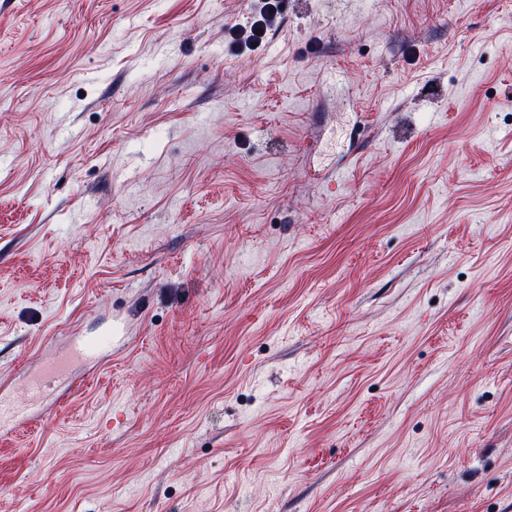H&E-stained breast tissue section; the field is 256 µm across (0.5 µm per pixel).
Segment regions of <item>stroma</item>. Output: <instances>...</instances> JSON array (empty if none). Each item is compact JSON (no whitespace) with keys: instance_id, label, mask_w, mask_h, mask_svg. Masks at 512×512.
<instances>
[{"instance_id":"stroma-1","label":"stroma","mask_w":512,"mask_h":512,"mask_svg":"<svg viewBox=\"0 0 512 512\" xmlns=\"http://www.w3.org/2000/svg\"><path fill=\"white\" fill-rule=\"evenodd\" d=\"M0 0V512H512V0ZM112 343V331L103 336H72L68 351L62 358L47 364L42 370L31 375L27 383V393L31 400L49 397L52 382L63 381L68 377L73 363H96L103 358L107 346ZM32 417L25 409L18 407L10 398L0 394V434L16 432L27 427Z\"/></svg>"}]
</instances>
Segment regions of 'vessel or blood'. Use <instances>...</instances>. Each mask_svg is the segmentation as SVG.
Listing matches in <instances>:
<instances>
[{
	"label": "vessel or blood",
	"instance_id": "1",
	"mask_svg": "<svg viewBox=\"0 0 512 512\" xmlns=\"http://www.w3.org/2000/svg\"><path fill=\"white\" fill-rule=\"evenodd\" d=\"M111 335L85 336L72 338L66 355L47 364L42 370L31 375L27 383V393L32 400H43L49 396L53 382L67 378L72 364L95 363L102 359L107 346L111 345ZM32 421L25 409L18 407L10 398L0 394V434H8L27 427Z\"/></svg>",
	"mask_w": 512,
	"mask_h": 512
}]
</instances>
